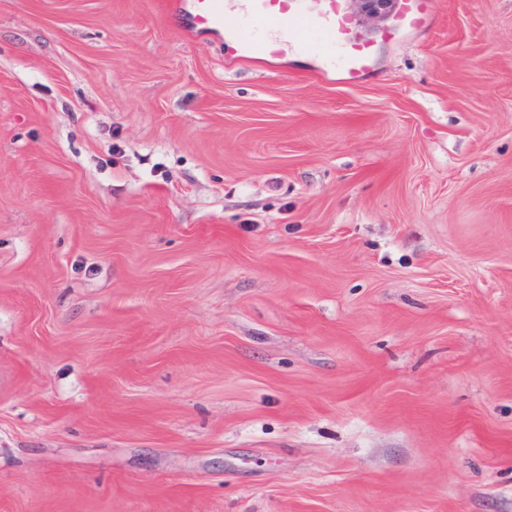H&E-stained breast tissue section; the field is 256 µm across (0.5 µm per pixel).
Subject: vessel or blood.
Masks as SVG:
<instances>
[{
    "instance_id": "b4317fda",
    "label": "vessel or blood",
    "mask_w": 512,
    "mask_h": 512,
    "mask_svg": "<svg viewBox=\"0 0 512 512\" xmlns=\"http://www.w3.org/2000/svg\"><path fill=\"white\" fill-rule=\"evenodd\" d=\"M230 2L167 0L166 9L191 31L222 39L229 66L257 58L278 59L288 45L318 58L321 74L340 70L344 82L352 86L373 70V44L357 35L342 0H320L316 10L309 0H242L248 7L243 16L230 11ZM434 11L435 0H397L395 24L387 37L404 28H428Z\"/></svg>"
}]
</instances>
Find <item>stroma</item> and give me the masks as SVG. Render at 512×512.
Wrapping results in <instances>:
<instances>
[{"mask_svg": "<svg viewBox=\"0 0 512 512\" xmlns=\"http://www.w3.org/2000/svg\"><path fill=\"white\" fill-rule=\"evenodd\" d=\"M164 0H0V512H512V0L345 84Z\"/></svg>", "mask_w": 512, "mask_h": 512, "instance_id": "1", "label": "stroma"}]
</instances>
